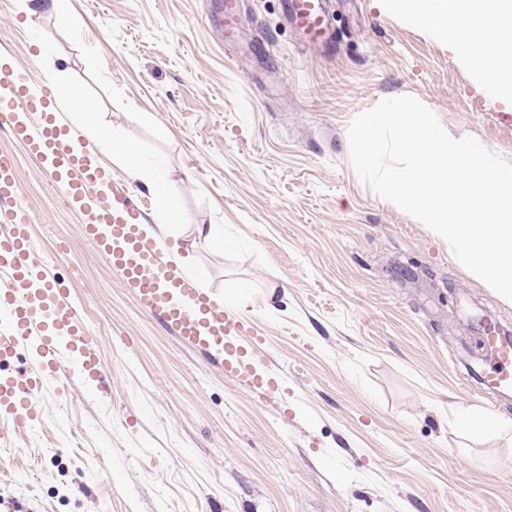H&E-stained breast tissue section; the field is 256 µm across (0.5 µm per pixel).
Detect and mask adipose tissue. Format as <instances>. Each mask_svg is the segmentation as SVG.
<instances>
[{
	"mask_svg": "<svg viewBox=\"0 0 512 512\" xmlns=\"http://www.w3.org/2000/svg\"><path fill=\"white\" fill-rule=\"evenodd\" d=\"M512 0H478V7L465 11L460 0H396L397 6L413 21L431 26L453 51L492 84L499 94L512 91V29L500 26L498 18ZM60 102L72 110V128L87 135L101 150L115 153L130 176L153 193L158 211H169L175 191L163 159H144L132 147L114 144L101 132L97 108L71 85L57 86Z\"/></svg>",
	"mask_w": 512,
	"mask_h": 512,
	"instance_id": "1",
	"label": "adipose tissue"
}]
</instances>
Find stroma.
<instances>
[{"mask_svg": "<svg viewBox=\"0 0 512 512\" xmlns=\"http://www.w3.org/2000/svg\"><path fill=\"white\" fill-rule=\"evenodd\" d=\"M285 0H62L70 18L0 0V49L91 98L103 129L164 158L173 216L112 154L212 295L264 336L280 410L142 315L81 218L0 128L33 240L101 340L107 389L39 393L41 416L0 470V512H512V395L472 374L485 322L512 302L354 172L347 128L410 95L455 136L512 161L502 101L432 29L389 0H324L327 45L303 47ZM491 419L480 435L462 414Z\"/></svg>", "mask_w": 512, "mask_h": 512, "instance_id": "obj_1", "label": "stroma"}]
</instances>
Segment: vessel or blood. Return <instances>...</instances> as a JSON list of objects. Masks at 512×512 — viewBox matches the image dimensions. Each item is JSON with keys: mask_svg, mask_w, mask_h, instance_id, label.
Wrapping results in <instances>:
<instances>
[{"mask_svg": "<svg viewBox=\"0 0 512 512\" xmlns=\"http://www.w3.org/2000/svg\"><path fill=\"white\" fill-rule=\"evenodd\" d=\"M323 0H287L306 45L324 37ZM0 126L37 161L68 208L84 218L83 235L118 271L139 312L164 323L182 343L207 357L225 378L277 407L281 370L265 360L246 318L217 304L178 270L168 253L145 241L146 203L113 179L89 144L71 129L48 84L30 65L0 71ZM32 213L19 200L17 160L0 150V446L13 447L39 418L37 394L76 378L102 377L100 344L69 288L41 259ZM491 367H475L482 384L512 391V337L483 329ZM24 356L21 366L10 360Z\"/></svg>", "mask_w": 512, "mask_h": 512, "instance_id": "vessel-or-blood-1", "label": "vessel or blood"}]
</instances>
